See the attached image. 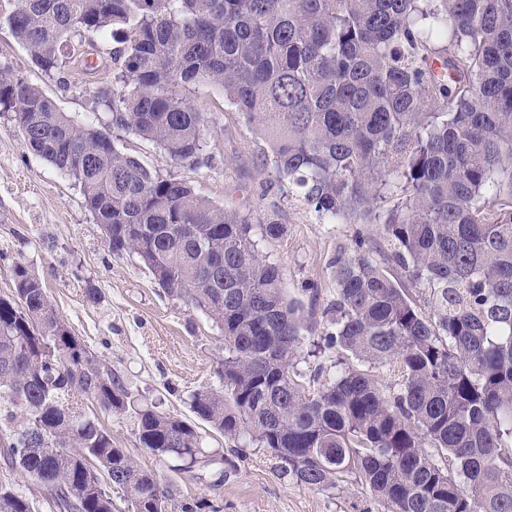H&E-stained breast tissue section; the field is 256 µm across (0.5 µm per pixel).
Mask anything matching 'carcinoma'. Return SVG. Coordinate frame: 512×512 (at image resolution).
I'll list each match as a JSON object with an SVG mask.
<instances>
[{
  "instance_id": "1",
  "label": "carcinoma",
  "mask_w": 512,
  "mask_h": 512,
  "mask_svg": "<svg viewBox=\"0 0 512 512\" xmlns=\"http://www.w3.org/2000/svg\"><path fill=\"white\" fill-rule=\"evenodd\" d=\"M4 23L50 74L83 46L75 35L112 39L98 102L178 164L205 153V117L182 89L219 88L317 223L381 226L401 275L356 233L320 311L338 369L316 365L309 392L295 362L319 321L255 240L283 225L154 172L0 68V115L80 186L109 250L222 331V386L191 395L200 421L298 484L352 475L384 512H512V0H14ZM85 399L132 415L140 447L171 469L224 481L197 427L135 407L15 265L0 296L7 467L54 512H112L116 490L132 512H220L114 446ZM0 512H34L33 498L0 483Z\"/></svg>"
}]
</instances>
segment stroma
Here are the masks:
<instances>
[{"label": "stroma", "instance_id": "stroma-1", "mask_svg": "<svg viewBox=\"0 0 512 512\" xmlns=\"http://www.w3.org/2000/svg\"><path fill=\"white\" fill-rule=\"evenodd\" d=\"M0 67L40 87L62 111L110 130L120 150L160 175L174 176L214 203L251 217H277L285 233L260 239L258 249L280 265L289 298L303 307L331 300L334 262L349 253L356 232H363L377 252L388 249L377 225L318 224L290 202L287 183L262 165V142L218 89H185L206 117L210 160L180 165L153 143L114 129L111 113L94 105L97 92L112 83L111 59L92 72L73 61L64 74L48 75L1 24ZM18 263L42 281L71 333L123 377L135 400L185 415L194 391L220 386L221 330L201 310L165 293L135 255H113L79 186L31 153L17 126L0 117V295L10 293L12 268ZM89 284L100 292L97 303L85 300ZM314 288L319 291L315 297L310 294ZM100 419L116 447L126 449L144 468L163 471L175 491L208 497L222 512H383L354 479L329 490L303 486L280 475L263 449L238 448L219 436L205 440L224 455V481L217 487L210 472L169 471L140 448L132 418L104 412Z\"/></svg>", "mask_w": 512, "mask_h": 512}]
</instances>
